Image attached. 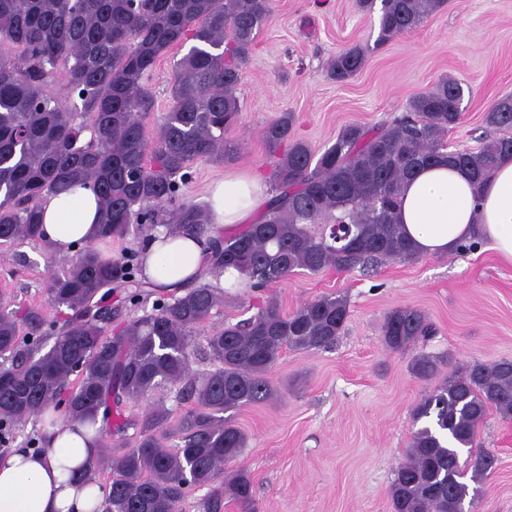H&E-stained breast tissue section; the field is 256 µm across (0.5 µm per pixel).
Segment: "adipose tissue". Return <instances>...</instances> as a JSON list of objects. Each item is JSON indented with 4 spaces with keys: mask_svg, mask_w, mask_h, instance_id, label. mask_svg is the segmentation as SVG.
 Listing matches in <instances>:
<instances>
[{
    "mask_svg": "<svg viewBox=\"0 0 512 512\" xmlns=\"http://www.w3.org/2000/svg\"><path fill=\"white\" fill-rule=\"evenodd\" d=\"M214 229L232 233L270 199L264 178L231 169L209 188ZM398 224L416 252L442 256L473 239L489 242L499 260L512 265V156L474 186L468 172L442 162L424 167L406 184L396 210ZM100 219L90 189L77 185L42 204V236L57 254L74 252ZM208 251L197 237L169 236L157 227L143 254V274L156 287L182 292L208 267ZM99 435L81 437L70 424L44 428L39 452L22 448L0 455V512H101L104 492L91 462Z\"/></svg>",
    "mask_w": 512,
    "mask_h": 512,
    "instance_id": "adipose-tissue-1",
    "label": "adipose tissue"
}]
</instances>
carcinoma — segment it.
I'll list each match as a JSON object with an SVG mask.
<instances>
[{
  "mask_svg": "<svg viewBox=\"0 0 512 512\" xmlns=\"http://www.w3.org/2000/svg\"><path fill=\"white\" fill-rule=\"evenodd\" d=\"M380 4V47L418 28L446 0H358ZM272 0H0V245L41 240L42 202L82 183L100 201L94 240L51 275L50 303L66 310L60 326L44 328L36 311L0 306V443L16 427L53 407L66 420L114 440L93 469L111 472L106 512H181L196 486H208L206 512L224 501L253 512V481L224 473L247 447V436L224 416L273 399L268 374L283 349L325 350L345 330L349 302L330 293L286 312L277 299L205 337L213 370L194 374L197 332L223 301L208 281L227 268L244 289L259 291L302 273L374 270L419 254L397 224L404 184L415 171L442 160L465 169L473 184L487 180L503 155H512V96L484 115L482 146L459 149L448 133L463 118V88L453 79L412 96L404 111L368 128L345 125L316 156L291 137L283 112L262 132L272 163V196L256 220L235 234L208 237L209 269L176 296L156 297L151 311L124 317L126 303L154 295L140 253L102 258L97 244L141 236L164 226L202 236L209 208L183 198L198 161L231 163L239 146L227 138L240 120L237 95ZM192 42L175 64L170 106L153 137L143 81L157 60ZM369 47L339 51L329 77L345 82L363 67ZM62 83L69 107L53 87ZM434 332L419 309L385 315L381 342L390 352L415 349ZM442 360L419 353L411 371L428 379ZM179 387L190 403L178 416L160 400L142 414L125 406L158 389ZM512 420V360L460 367L412 410L411 451L390 487L393 512H463L470 486L459 449L473 446L489 410ZM101 428H96V425ZM133 434H128V431ZM175 437L179 445L167 440ZM494 459L471 460L480 482Z\"/></svg>",
  "mask_w": 512,
  "mask_h": 512,
  "instance_id": "1",
  "label": "carcinoma"
}]
</instances>
